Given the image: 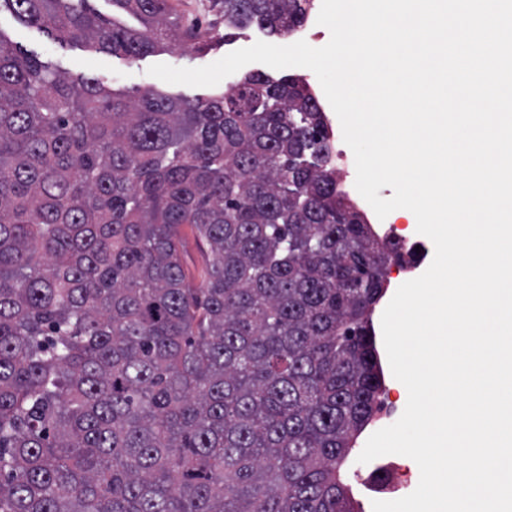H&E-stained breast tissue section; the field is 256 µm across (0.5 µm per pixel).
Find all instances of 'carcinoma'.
<instances>
[{"label":"carcinoma","instance_id":"1","mask_svg":"<svg viewBox=\"0 0 512 512\" xmlns=\"http://www.w3.org/2000/svg\"><path fill=\"white\" fill-rule=\"evenodd\" d=\"M292 34L310 0H220ZM0 0L130 60L187 40L167 0ZM299 78L129 93L0 32V512H354L380 410L393 249L337 188ZM207 245L186 284L179 229Z\"/></svg>","mask_w":512,"mask_h":512}]
</instances>
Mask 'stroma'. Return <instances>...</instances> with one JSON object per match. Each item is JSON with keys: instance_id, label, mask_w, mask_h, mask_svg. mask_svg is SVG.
I'll return each instance as SVG.
<instances>
[{"instance_id": "obj_1", "label": "stroma", "mask_w": 512, "mask_h": 512, "mask_svg": "<svg viewBox=\"0 0 512 512\" xmlns=\"http://www.w3.org/2000/svg\"><path fill=\"white\" fill-rule=\"evenodd\" d=\"M168 4L177 14L182 28L211 36L214 40L213 47L203 53L191 48H168L129 61L95 53L82 44H62L54 41L20 24L6 10L0 12V31L37 55L40 60L52 64L71 77L91 73L116 90L160 86L169 94L187 97L208 96L215 90L225 91L232 80L224 78L223 82L213 89L164 84L160 79L149 75V67L156 63L185 68L203 67L234 50L243 48L248 42L262 40L282 46L288 43L287 38L269 35L255 26L234 31L230 36L225 35L224 15L214 0H168ZM346 478L357 502L358 512H372L373 501L396 500L412 493L419 483L420 472L411 458L389 454L381 456L375 464H361L356 459H349Z\"/></svg>"}]
</instances>
